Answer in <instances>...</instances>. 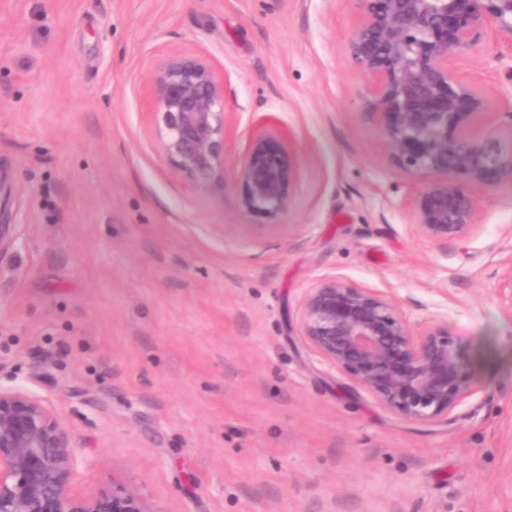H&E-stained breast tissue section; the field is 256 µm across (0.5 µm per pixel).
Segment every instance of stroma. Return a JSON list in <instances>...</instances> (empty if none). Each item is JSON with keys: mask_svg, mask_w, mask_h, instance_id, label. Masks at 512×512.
Instances as JSON below:
<instances>
[{"mask_svg": "<svg viewBox=\"0 0 512 512\" xmlns=\"http://www.w3.org/2000/svg\"><path fill=\"white\" fill-rule=\"evenodd\" d=\"M354 0H0V384L63 417L87 488L149 512H512V187L478 225L420 240L419 187L383 152L347 56ZM512 36L453 63L490 111ZM205 57L236 120L224 190L177 175L152 81ZM276 117L301 158L278 226L233 168ZM341 276L410 324L447 316L477 387L448 421L398 418L301 334L309 288Z\"/></svg>", "mask_w": 512, "mask_h": 512, "instance_id": "1", "label": "stroma"}]
</instances>
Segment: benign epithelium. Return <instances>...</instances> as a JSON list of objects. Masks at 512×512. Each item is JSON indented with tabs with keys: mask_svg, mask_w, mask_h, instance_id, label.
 <instances>
[{
	"mask_svg": "<svg viewBox=\"0 0 512 512\" xmlns=\"http://www.w3.org/2000/svg\"><path fill=\"white\" fill-rule=\"evenodd\" d=\"M357 2L349 61L369 80L382 150L423 180L409 202L411 229L434 243L460 238L477 226L476 194L512 186V132H501L482 89L459 81L451 64L490 33L512 35V0ZM152 98L175 171L204 192L224 190V140L234 123L211 64L164 60ZM258 125L234 179L243 211L276 221L290 204L299 151L274 117ZM301 331L323 362L405 420H446L476 386L447 318L414 327L391 296L342 277L309 289ZM85 469L47 400L22 385L0 386V512H149L133 491L87 489Z\"/></svg>",
	"mask_w": 512,
	"mask_h": 512,
	"instance_id": "benign-epithelium-1",
	"label": "benign epithelium"
}]
</instances>
